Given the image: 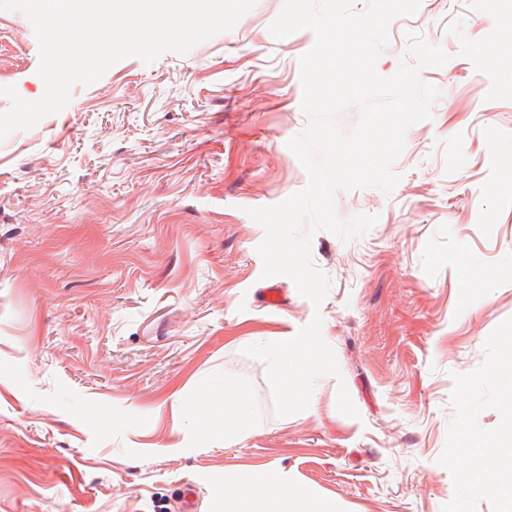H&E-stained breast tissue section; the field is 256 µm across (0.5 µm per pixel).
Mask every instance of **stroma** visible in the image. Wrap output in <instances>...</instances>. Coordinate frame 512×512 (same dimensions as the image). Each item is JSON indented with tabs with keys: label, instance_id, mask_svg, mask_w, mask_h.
Listing matches in <instances>:
<instances>
[{
	"label": "stroma",
	"instance_id": "1",
	"mask_svg": "<svg viewBox=\"0 0 512 512\" xmlns=\"http://www.w3.org/2000/svg\"><path fill=\"white\" fill-rule=\"evenodd\" d=\"M284 3L257 0L187 54L124 59L0 141V512H174L188 484L193 512H222L264 468L338 512H500L463 482L459 447L466 428L512 448L495 374L512 355V67L479 53L499 24L488 0H421L391 22L379 75L411 32L450 56L420 72L440 91L431 118L408 128L392 192L337 191L342 221H378L312 236L322 303L283 276L274 308L248 211L308 182L288 142L309 124L299 59L315 41L272 36ZM39 62L30 21L0 10V88L38 100ZM317 315L341 375L276 416L244 350ZM228 380L257 429L197 443L190 408ZM342 385L357 417L337 409Z\"/></svg>",
	"mask_w": 512,
	"mask_h": 512
}]
</instances>
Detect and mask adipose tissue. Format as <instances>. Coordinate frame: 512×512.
Instances as JSON below:
<instances>
[{
    "label": "adipose tissue",
    "mask_w": 512,
    "mask_h": 512,
    "mask_svg": "<svg viewBox=\"0 0 512 512\" xmlns=\"http://www.w3.org/2000/svg\"><path fill=\"white\" fill-rule=\"evenodd\" d=\"M247 394L238 386L225 385L223 401L213 404L211 413L199 416V435L221 437L225 443L237 442L253 430ZM461 445L473 464L465 474L468 484L483 483L487 470H495L498 479L488 485L490 493L502 504L501 512H512V455L500 452L494 438L462 431ZM224 512H336L331 501H317L281 470H269L247 476L240 486L224 494Z\"/></svg>",
    "instance_id": "obj_1"
}]
</instances>
